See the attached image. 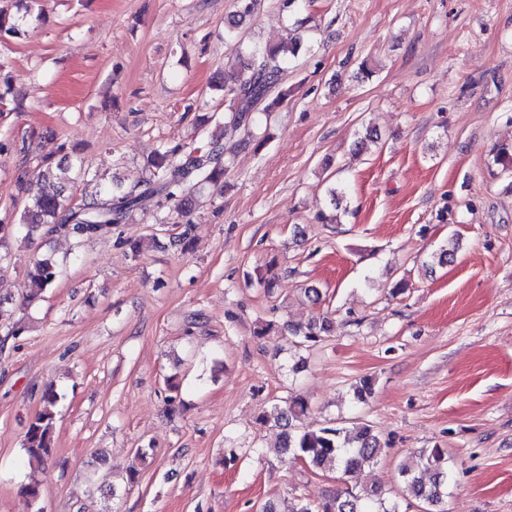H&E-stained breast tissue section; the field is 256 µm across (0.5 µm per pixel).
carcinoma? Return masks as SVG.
<instances>
[{
    "instance_id": "obj_1",
    "label": "carcinoma",
    "mask_w": 512,
    "mask_h": 512,
    "mask_svg": "<svg viewBox=\"0 0 512 512\" xmlns=\"http://www.w3.org/2000/svg\"><path fill=\"white\" fill-rule=\"evenodd\" d=\"M37 0H12L16 15L0 8V35L20 34V21L30 15ZM239 10L224 26V41L235 46L242 55L243 72L232 80H224V127L242 132L253 140L261 117L288 101L290 89L282 76L298 57L304 40L302 35L288 38L277 45L261 46L249 42L240 31L242 19L251 15L256 0H238ZM65 145L39 159L40 175L49 179L55 171H74V178L57 186L55 191L35 197L14 224L0 220V264L10 258L6 242L21 234L30 235L47 225L48 232L69 237L79 244L86 239L112 235V228L125 224L133 213L146 210L152 202V216L157 224H172L180 231L170 237V245L186 251L196 225L188 220L195 194L205 187H223L224 174L231 156L219 137H208L191 143H161L147 161L146 176L137 185L126 187L118 181L110 186L95 183L84 167L58 163L53 157ZM83 185L81 202H73L71 185ZM60 269L51 256L36 258L27 271V298L33 300L54 286ZM336 321L320 316L308 324L286 326L288 335L298 346L315 345L330 335ZM58 393L48 388L43 393V410L28 424L25 453L38 461L52 457L54 448L55 406ZM309 410L308 402L291 395L258 416L265 424L272 422L282 430L281 455L300 460L314 469L350 475L364 466L378 462L387 443L371 425L360 422L350 429L330 421L316 429L299 430L296 422ZM400 481L413 498L425 505L427 512H443L439 506L447 496L450 472L446 451L437 446L411 456L399 469ZM289 512H401L399 502L387 496L379 485L359 491L339 487L318 502L301 497L289 506Z\"/></svg>"
}]
</instances>
